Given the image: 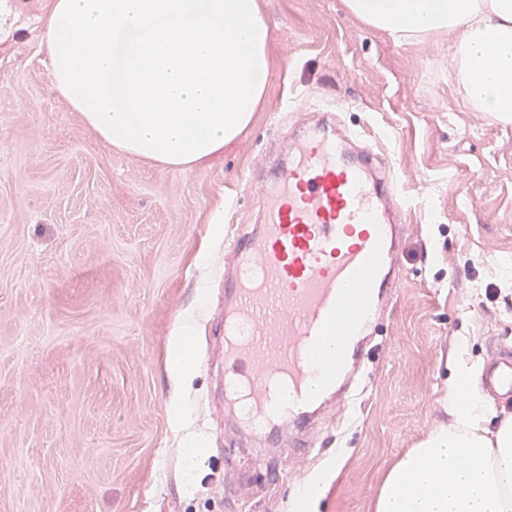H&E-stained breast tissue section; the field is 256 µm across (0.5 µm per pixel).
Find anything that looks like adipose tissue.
Segmentation results:
<instances>
[{"label":"adipose tissue","instance_id":"adipose-tissue-1","mask_svg":"<svg viewBox=\"0 0 512 512\" xmlns=\"http://www.w3.org/2000/svg\"><path fill=\"white\" fill-rule=\"evenodd\" d=\"M403 45L448 37L468 107L512 124V0H344ZM55 92L120 153L176 169L220 155L251 124L272 28L258 0H49L41 18ZM454 361L451 417L387 472L374 512H512V416Z\"/></svg>","mask_w":512,"mask_h":512}]
</instances>
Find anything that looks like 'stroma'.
<instances>
[{"mask_svg":"<svg viewBox=\"0 0 512 512\" xmlns=\"http://www.w3.org/2000/svg\"><path fill=\"white\" fill-rule=\"evenodd\" d=\"M4 2L0 512H289L336 460L317 512H372L388 469L448 422L455 354L512 348V125L449 83L447 35L399 46L344 0H259L272 37L252 124L205 166L166 168L112 150L55 93L47 0ZM323 112L406 173L402 280L347 424L331 402L260 442L234 431L209 344L225 229L260 223L268 157ZM186 318L198 368L177 386L167 353Z\"/></svg>","mask_w":512,"mask_h":512,"instance_id":"1","label":"stroma"}]
</instances>
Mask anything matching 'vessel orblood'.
<instances>
[{"instance_id":"1","label":"vessel or blood","mask_w":512,"mask_h":512,"mask_svg":"<svg viewBox=\"0 0 512 512\" xmlns=\"http://www.w3.org/2000/svg\"><path fill=\"white\" fill-rule=\"evenodd\" d=\"M328 119L295 142L259 233L234 226L230 296L213 340L224 358L230 410L240 430L270 435L308 423L316 395L354 379L370 329L400 286L405 226L397 180L374 153L352 155ZM487 390L512 395V357Z\"/></svg>"}]
</instances>
